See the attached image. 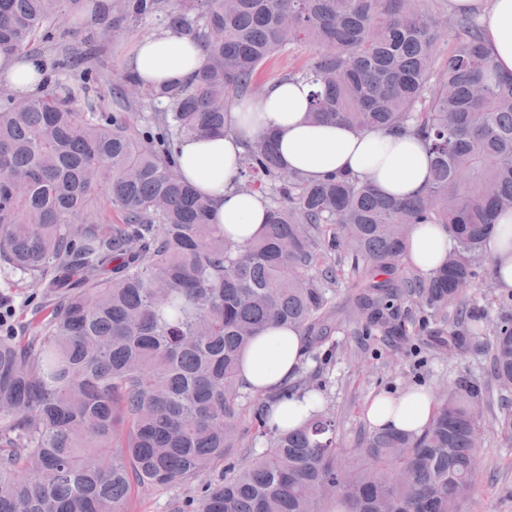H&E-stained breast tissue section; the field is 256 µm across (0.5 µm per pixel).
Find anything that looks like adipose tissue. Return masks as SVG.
I'll return each instance as SVG.
<instances>
[{"mask_svg": "<svg viewBox=\"0 0 512 512\" xmlns=\"http://www.w3.org/2000/svg\"><path fill=\"white\" fill-rule=\"evenodd\" d=\"M451 10L481 11L483 47L498 71L512 73V0H448ZM206 62L205 52L189 36L164 31L141 39L126 68L146 85L177 86L194 77ZM49 77L44 57L0 51V85L27 97L43 89ZM315 87L302 81L278 82L258 96L233 103L224 116L229 134L191 138L178 157L181 175L213 203V219L232 242L244 244L265 227L266 203L262 195L237 191L244 142L274 135L284 167L305 179L318 181L331 173H353L399 198H413L426 188L430 176L428 154L411 133L358 132L336 122L310 119ZM453 246L440 224L414 225L408 259L422 274L446 260ZM495 285L512 291V211L497 215L490 240ZM299 331L271 325L247 351L239 380L245 389L269 397V422L283 430L298 428L318 410L321 398L307 393L278 399L279 390L295 379L305 357ZM434 411L430 390L415 388L373 396L365 405L367 421L376 428L421 432Z\"/></svg>", "mask_w": 512, "mask_h": 512, "instance_id": "ef3b65f1", "label": "adipose tissue"}]
</instances>
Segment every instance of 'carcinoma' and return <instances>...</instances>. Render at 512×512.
I'll list each match as a JSON object with an SVG mask.
<instances>
[{"label":"carcinoma","instance_id":"obj_1","mask_svg":"<svg viewBox=\"0 0 512 512\" xmlns=\"http://www.w3.org/2000/svg\"><path fill=\"white\" fill-rule=\"evenodd\" d=\"M70 3L0 0V50L59 44ZM143 23L197 39L207 64L175 88L120 73L140 112H113L90 62L105 31ZM439 38L429 0H114L80 51L51 62L50 91L0 98V261L49 308L32 335H0V512H127L132 492L174 484L192 487L180 512H461L476 409L490 408L475 377L434 395L422 433L376 429L356 448L338 445L323 409L270 428L266 398L238 378L271 324L308 350L329 340L347 266L346 307L365 335H413L407 297L440 349L493 337L494 374L512 386V316L464 307L495 215L512 210V76L484 53L476 15L455 16L441 68ZM301 41L312 58L288 79L317 87L310 118L419 136L430 181L414 199L351 174L312 182L257 138L237 189L261 193L268 220L235 244L175 157L189 138L229 131L224 113L263 61ZM79 59L82 111L66 84ZM102 185L115 224L99 221ZM415 224L454 240L424 279L404 276ZM231 448L246 452L209 478Z\"/></svg>","mask_w":512,"mask_h":512}]
</instances>
